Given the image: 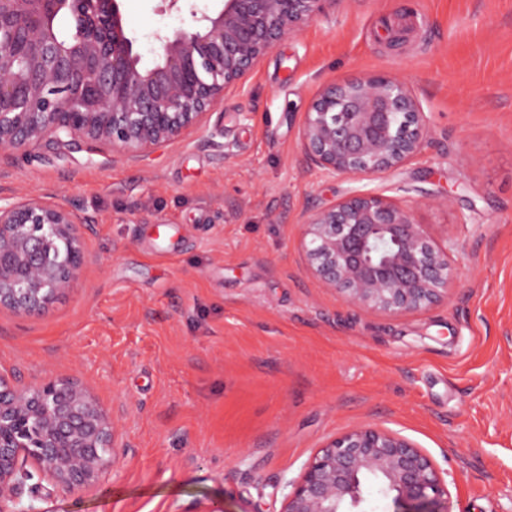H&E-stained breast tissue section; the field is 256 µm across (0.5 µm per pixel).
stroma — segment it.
<instances>
[{
    "label": "stroma",
    "mask_w": 512,
    "mask_h": 512,
    "mask_svg": "<svg viewBox=\"0 0 512 512\" xmlns=\"http://www.w3.org/2000/svg\"><path fill=\"white\" fill-rule=\"evenodd\" d=\"M221 0H121L144 67ZM406 80L427 142L374 178L304 159L327 85ZM409 208L448 248L447 297L400 316L319 288L307 213L348 191ZM77 216L82 274L46 311L0 309V374L74 379L122 418L105 482L51 512H280L318 448L363 425L448 473V512H512V0H339L261 57L199 126L145 156L42 145L0 198Z\"/></svg>",
    "instance_id": "obj_1"
}]
</instances>
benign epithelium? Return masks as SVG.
Returning a JSON list of instances; mask_svg holds the SVG:
<instances>
[{
	"label": "benign epithelium",
	"instance_id": "obj_1",
	"mask_svg": "<svg viewBox=\"0 0 512 512\" xmlns=\"http://www.w3.org/2000/svg\"><path fill=\"white\" fill-rule=\"evenodd\" d=\"M336 0H224L193 26L154 35L158 62L140 66L120 0H0V156L44 143L108 148L137 159L197 126L224 89L277 42ZM68 35L54 25L62 13ZM424 113L412 88L391 75L332 83L300 129L307 159L332 174L378 176L420 153ZM75 214L38 196L0 204V308L31 315L79 276L84 249ZM308 270L318 285L365 311H423L448 293V249L387 196L352 191L302 224ZM120 418L80 383L22 389L0 376V512L20 506L39 477L53 493L95 484L114 464ZM447 473L406 436L363 426L330 440L292 482L281 512L372 508L366 484L393 512H446Z\"/></svg>",
	"mask_w": 512,
	"mask_h": 512
}]
</instances>
